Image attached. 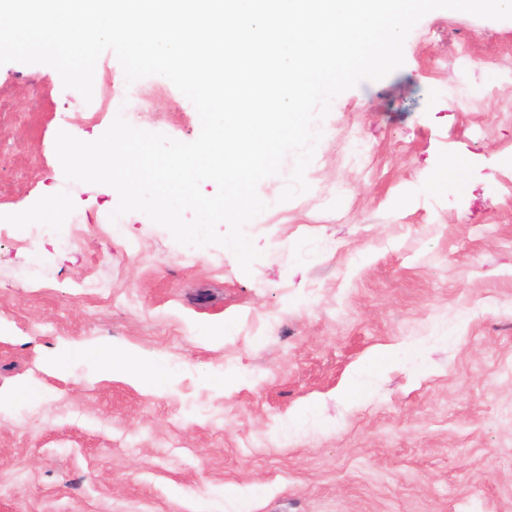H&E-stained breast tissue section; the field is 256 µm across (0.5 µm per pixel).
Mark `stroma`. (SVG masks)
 Segmentation results:
<instances>
[{"mask_svg": "<svg viewBox=\"0 0 512 512\" xmlns=\"http://www.w3.org/2000/svg\"><path fill=\"white\" fill-rule=\"evenodd\" d=\"M96 70L123 92L105 112L0 66V394L27 393L0 407V512H512V20L432 11L401 68L339 95L308 191L280 201L290 156L260 182L248 274L65 178L58 131L93 141L130 112L200 133L172 83H127L110 51ZM456 153L463 189L424 190ZM49 191L67 223L19 232ZM103 338L172 388L54 367Z\"/></svg>", "mask_w": 512, "mask_h": 512, "instance_id": "35a3bbf8", "label": "stroma"}]
</instances>
